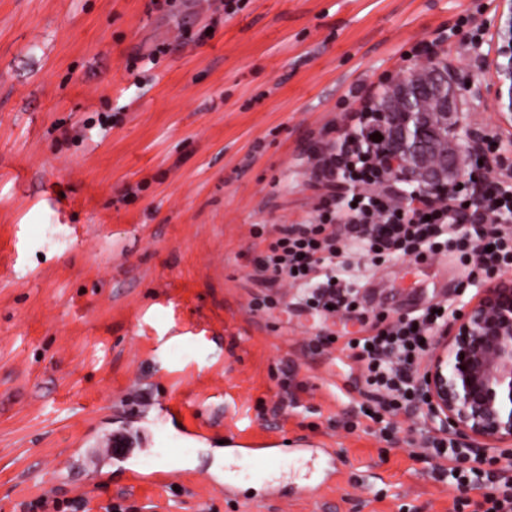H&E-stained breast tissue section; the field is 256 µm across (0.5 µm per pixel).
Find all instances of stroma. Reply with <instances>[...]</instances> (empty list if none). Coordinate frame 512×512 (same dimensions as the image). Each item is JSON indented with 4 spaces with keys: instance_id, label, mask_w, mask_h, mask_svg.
Instances as JSON below:
<instances>
[{
    "instance_id": "1",
    "label": "stroma",
    "mask_w": 512,
    "mask_h": 512,
    "mask_svg": "<svg viewBox=\"0 0 512 512\" xmlns=\"http://www.w3.org/2000/svg\"><path fill=\"white\" fill-rule=\"evenodd\" d=\"M499 10L0 0V512L41 498L43 512L74 499L77 512H457L419 414L380 440L359 369L308 344L463 308L487 272L447 251L371 265L358 243L332 270L356 311L255 312L265 245L251 230L313 220V149L429 58L467 77L460 131L479 123L512 147L470 51L491 43ZM424 43L431 56H415ZM230 436L283 450L256 474L216 456ZM113 437L134 450L126 464L96 453ZM167 466L168 485L127 483V470Z\"/></svg>"
}]
</instances>
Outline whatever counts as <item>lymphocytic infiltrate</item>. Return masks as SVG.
<instances>
[{"instance_id":"lymphocytic-infiltrate-1","label":"lymphocytic infiltrate","mask_w":512,"mask_h":512,"mask_svg":"<svg viewBox=\"0 0 512 512\" xmlns=\"http://www.w3.org/2000/svg\"><path fill=\"white\" fill-rule=\"evenodd\" d=\"M368 151L366 142L348 134L339 144L314 153L311 179L326 194L313 222L277 225L255 258L254 275L263 289L256 308L281 303V290L289 286L298 289L307 309L351 311L356 293L323 271L336 259L348 258L350 244L358 241L366 243V256L373 263L397 253L435 255L446 248L472 270L512 269V186L494 180L488 157L475 163L485 186L479 204L469 205L463 191L446 201L422 198L412 204L393 191L372 187V170L363 159ZM448 317V309L428 310L376 323L368 335L341 342L332 335L315 337L316 350L339 346L342 356L359 365V381L372 403L369 419L380 437L391 438L393 417L415 405L409 378L417 374L435 329ZM428 444L436 459L435 473L461 492V505L474 512H512V477L484 469L482 458L452 439L433 436ZM474 489L481 490L482 502H471L468 493Z\"/></svg>"}]
</instances>
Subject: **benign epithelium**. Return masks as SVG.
<instances>
[{
	"mask_svg": "<svg viewBox=\"0 0 512 512\" xmlns=\"http://www.w3.org/2000/svg\"><path fill=\"white\" fill-rule=\"evenodd\" d=\"M494 91L501 120L512 121V6L499 12L493 44ZM436 86L423 88L403 78L391 96L373 102L363 134L370 139L375 169L405 200L447 198L466 185L476 154L488 141L486 130H469L460 144L456 113L465 75L434 64ZM434 98V112L415 111L414 102ZM382 136L372 139L373 134ZM429 420L442 433L477 447L512 446V280L492 278L434 338L414 380Z\"/></svg>",
	"mask_w": 512,
	"mask_h": 512,
	"instance_id": "benign-epithelium-1",
	"label": "benign epithelium"
}]
</instances>
